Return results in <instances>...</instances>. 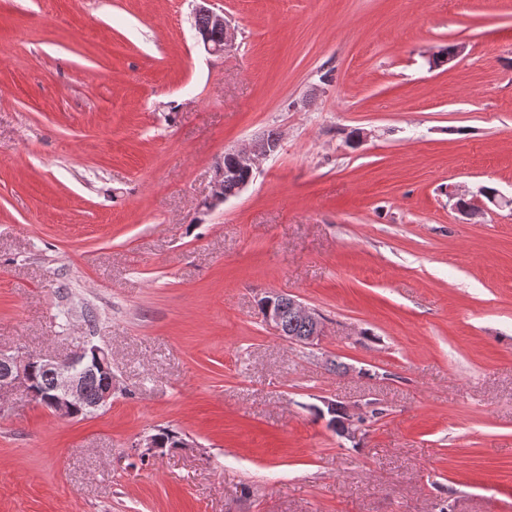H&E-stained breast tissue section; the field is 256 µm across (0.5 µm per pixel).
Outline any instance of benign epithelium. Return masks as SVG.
<instances>
[{
    "mask_svg": "<svg viewBox=\"0 0 512 512\" xmlns=\"http://www.w3.org/2000/svg\"><path fill=\"white\" fill-rule=\"evenodd\" d=\"M213 0H197L194 10L195 18H203L207 27H196L198 41L206 52L214 55H222L232 46L234 34L231 31L224 11H216L212 7ZM279 147V142H270L262 137L252 141L248 146L234 149L229 152L233 158V164L229 167L217 165L214 167L211 190L206 205L216 206L228 199L224 195V184L232 179L237 180L235 193L244 191L251 180H238V171L247 169L251 172L258 170L262 159L274 153ZM288 302L294 313L300 317L307 327L303 336H291L289 340L304 346L316 344L325 334L323 318L313 309L307 307L294 297H280L264 301V321L277 333H282L281 309L282 302ZM37 364L42 371L52 379V387L48 393L47 409L60 418L76 419L80 415H91L99 410L112 405V379H107L95 399H90L86 392L85 381L89 375L96 374L97 368L112 366V357L107 350L93 343L90 338L83 337L73 349L65 354L33 353L26 351L0 350V393L4 394L15 389L22 390L27 397H32L29 390L31 366ZM329 408L331 426L339 436L345 439H353L358 433L359 420L346 410L334 412L337 403L330 400L323 401Z\"/></svg>",
    "mask_w": 512,
    "mask_h": 512,
    "instance_id": "benign-epithelium-1",
    "label": "benign epithelium"
}]
</instances>
